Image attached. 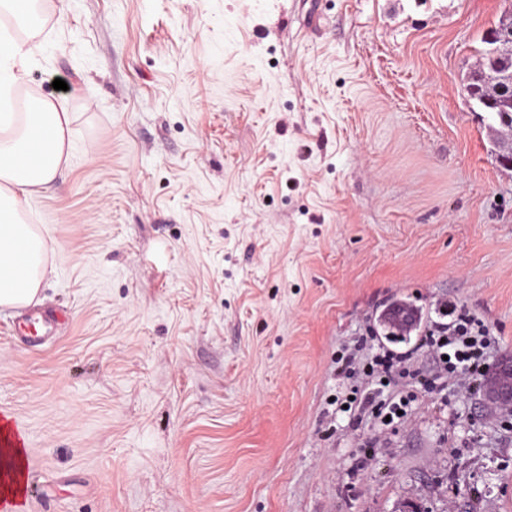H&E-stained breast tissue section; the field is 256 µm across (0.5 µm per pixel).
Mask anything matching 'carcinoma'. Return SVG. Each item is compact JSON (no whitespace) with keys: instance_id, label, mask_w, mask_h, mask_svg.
Masks as SVG:
<instances>
[{"instance_id":"1","label":"carcinoma","mask_w":512,"mask_h":512,"mask_svg":"<svg viewBox=\"0 0 512 512\" xmlns=\"http://www.w3.org/2000/svg\"><path fill=\"white\" fill-rule=\"evenodd\" d=\"M484 44L479 65L468 76L470 100L492 115L495 132H504L512 129V27L506 16H501Z\"/></svg>"}]
</instances>
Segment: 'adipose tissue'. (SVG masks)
<instances>
[{
	"label": "adipose tissue",
	"mask_w": 512,
	"mask_h": 512,
	"mask_svg": "<svg viewBox=\"0 0 512 512\" xmlns=\"http://www.w3.org/2000/svg\"><path fill=\"white\" fill-rule=\"evenodd\" d=\"M35 48L0 37V307L33 303L46 272L51 245L25 224L23 213L36 188L55 181L69 161L68 113L48 100L26 112L10 109L9 92L28 71Z\"/></svg>",
	"instance_id": "ef3b65f1"
}]
</instances>
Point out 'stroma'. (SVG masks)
I'll return each mask as SVG.
<instances>
[{"mask_svg": "<svg viewBox=\"0 0 512 512\" xmlns=\"http://www.w3.org/2000/svg\"><path fill=\"white\" fill-rule=\"evenodd\" d=\"M510 11L42 0L15 90L65 106L72 148L24 212L62 318L30 346L0 308L25 512H512V425L477 396L378 448L327 414L393 297L512 352V166L462 95Z\"/></svg>", "mask_w": 512, "mask_h": 512, "instance_id": "1", "label": "stroma"}]
</instances>
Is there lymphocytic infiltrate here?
<instances>
[{
    "mask_svg": "<svg viewBox=\"0 0 512 512\" xmlns=\"http://www.w3.org/2000/svg\"><path fill=\"white\" fill-rule=\"evenodd\" d=\"M497 342L482 319L459 310L451 321L428 329L407 349L380 346L364 358L347 356L341 371L353 384L348 396L335 405L352 414L354 422L374 420L381 431H396L420 398L447 395L452 386L478 392ZM422 353L430 356L431 368L418 366Z\"/></svg>",
    "mask_w": 512,
    "mask_h": 512,
    "instance_id": "f902f5d3",
    "label": "lymphocytic infiltrate"
}]
</instances>
